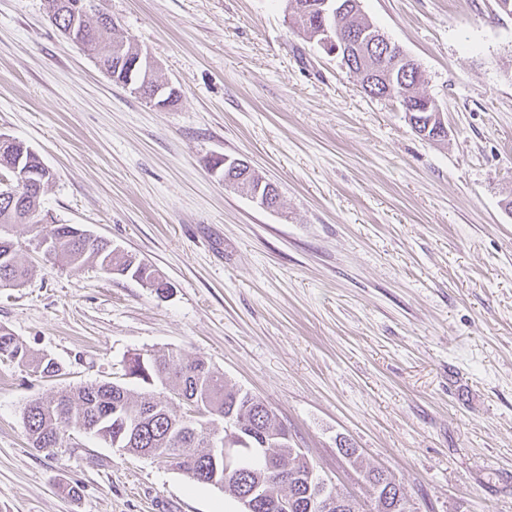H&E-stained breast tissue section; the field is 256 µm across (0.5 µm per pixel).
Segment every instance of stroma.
<instances>
[{
  "label": "stroma",
  "mask_w": 512,
  "mask_h": 512,
  "mask_svg": "<svg viewBox=\"0 0 512 512\" xmlns=\"http://www.w3.org/2000/svg\"><path fill=\"white\" fill-rule=\"evenodd\" d=\"M361 5L422 65L447 140L367 95L282 0H104L179 88L168 108L107 78L45 0H0V133L52 170L43 209L171 285L61 265L11 226L33 273L0 288V325L64 374L0 357V512H239L92 436L51 452L28 439L32 399L159 350L258 396L337 492L367 501L378 468L413 512H512V14ZM218 155L277 185L278 209L226 188Z\"/></svg>",
  "instance_id": "1"
}]
</instances>
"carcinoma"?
Segmentation results:
<instances>
[{
    "label": "carcinoma",
    "instance_id": "carcinoma-1",
    "mask_svg": "<svg viewBox=\"0 0 512 512\" xmlns=\"http://www.w3.org/2000/svg\"><path fill=\"white\" fill-rule=\"evenodd\" d=\"M342 12L332 20L336 34L344 37L353 31L377 33V28L361 13L360 0H337ZM290 8V24L311 41H318L322 21L316 9L317 0H286ZM89 51L99 63L124 80V71H114V48L118 46L112 20L99 16L86 18ZM400 48L392 47L383 54L378 48H366L362 55L365 75L360 77L362 89L375 96L380 91L375 74L395 70L394 59ZM423 80H407L396 75L388 98L399 103L406 112L425 99L420 91ZM21 158V165L31 173L44 168L35 152L20 142L11 145V152H0V172L7 171L9 156ZM11 224H29L33 236L30 242L49 241L46 255L67 266L94 264L110 275L135 277L137 270H154L129 254H113V250L97 240L76 237L72 224H59L42 213L41 195L9 201L0 197V287H20L32 269L19 261V244L4 231ZM0 356L22 367H28L42 378L61 375L62 367L55 359L32 355L7 328L0 326ZM192 408L204 415L194 429L183 422L173 402ZM230 416L252 427L255 434L274 436L283 428L276 415L256 396L230 387L224 375L202 358H187L177 353H150L130 356L123 367L122 378L112 382H94L64 388L50 397L32 400L25 408L23 422L33 447L42 450L73 446V429L92 434L109 444L126 449L138 457L177 460L176 469L197 484H205L203 469L209 466L210 443L224 438V430L214 422H224ZM271 454L246 453L238 469L224 474L220 490L235 501L253 489H263L279 495H295L298 508L293 512H321L318 482L321 475L312 462L296 463L292 448L269 447ZM392 484L393 494L384 495L377 488L380 480ZM364 480L372 502L370 512H391L395 501L401 505L396 512H413L401 495L395 480L383 472L370 470Z\"/></svg>",
    "mask_w": 512,
    "mask_h": 512
}]
</instances>
